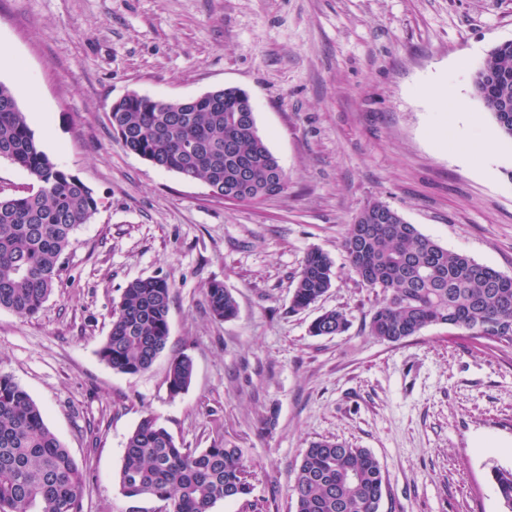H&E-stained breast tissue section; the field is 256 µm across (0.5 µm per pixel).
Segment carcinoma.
I'll list each match as a JSON object with an SVG mask.
<instances>
[{"mask_svg": "<svg viewBox=\"0 0 512 512\" xmlns=\"http://www.w3.org/2000/svg\"><path fill=\"white\" fill-rule=\"evenodd\" d=\"M474 95L500 132L512 138V41L494 46L472 77ZM247 92L224 87L187 100H160L131 92L110 110L123 147L152 165L207 184L217 198L257 203L282 194L288 177L260 136L255 113L245 117ZM0 159L22 169L33 190L0 196V310L32 318L60 280L62 258L74 230L98 210L93 191L40 149L12 89L0 82ZM348 261L381 299L368 332L390 344L432 325L512 345V283L502 273L450 251L381 201L364 206L343 243ZM333 261L320 250L302 260L291 310L315 304L331 287ZM173 285L165 278H137L112 312L99 356L113 370L137 374L151 367L169 339ZM212 316L238 314L235 297L221 283L206 289ZM345 312L326 310L310 324L313 336L348 331ZM192 359L173 357L171 395L188 390ZM258 466L240 448L213 444L186 448L157 419L143 416L127 438L118 484L129 499L164 503V512H211L224 500L253 499ZM499 497L512 512V470L492 473ZM85 475L46 425L41 409L9 375L0 373V512H84ZM383 470L367 448L337 439L305 448L288 496L292 512H380Z\"/></svg>", "mask_w": 512, "mask_h": 512, "instance_id": "obj_1", "label": "carcinoma"}]
</instances>
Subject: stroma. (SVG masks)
<instances>
[{"instance_id":"obj_1","label":"stroma","mask_w":512,"mask_h":512,"mask_svg":"<svg viewBox=\"0 0 512 512\" xmlns=\"http://www.w3.org/2000/svg\"><path fill=\"white\" fill-rule=\"evenodd\" d=\"M512 41V0H0V82L13 87L41 149L93 189L57 288L33 318L0 310V372L41 407L86 475L84 512H160L118 486L126 439L155 416L187 448L226 443L260 470L254 495L289 512L310 440L370 449L386 483L381 512H505L492 480L512 468V346L432 325L399 344L368 334L380 296L342 243L370 201L448 250L512 276V140L475 97L472 74ZM439 77L470 122L420 95ZM248 92L259 134L288 175L258 204L217 199L200 180L126 151L111 106ZM468 144L476 165L453 151ZM313 249L332 286L290 312ZM173 285L167 347L124 374L98 351L127 283ZM219 282L238 315L215 320ZM331 309L350 321L315 337ZM190 355L171 396V357ZM350 322L345 312L337 309L324 311L310 324L312 336H339L348 331ZM194 375L192 359L185 354L174 356L168 366L167 385L172 396L188 390Z\"/></svg>"}]
</instances>
